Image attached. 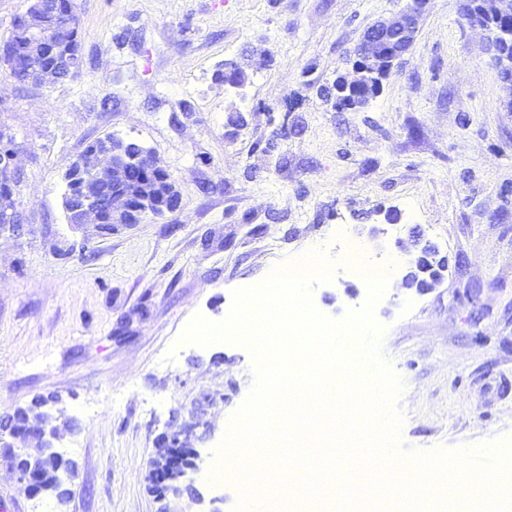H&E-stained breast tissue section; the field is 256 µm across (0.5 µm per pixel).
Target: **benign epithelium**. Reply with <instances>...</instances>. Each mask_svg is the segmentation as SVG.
Returning <instances> with one entry per match:
<instances>
[{
    "instance_id": "1",
    "label": "benign epithelium",
    "mask_w": 512,
    "mask_h": 512,
    "mask_svg": "<svg viewBox=\"0 0 512 512\" xmlns=\"http://www.w3.org/2000/svg\"><path fill=\"white\" fill-rule=\"evenodd\" d=\"M428 0H410L402 10L389 17L381 18L364 31L356 44V54L351 56V70L340 75L343 90L352 91L366 81L376 80L375 87L381 88L398 63L413 46L421 19L426 12ZM462 9L471 16L470 28L479 29L485 34L486 51L499 74L512 72V55L501 50V42L494 35L492 24L501 19L512 18V0H463ZM80 23L79 18L69 19L59 15L53 8V0H30L26 11L17 16L12 25V36L17 42L37 43L40 46L52 45L54 56V79L71 78L80 73L82 57L71 51L67 33ZM46 57L43 52L24 54L20 62L12 60L6 66L13 79L31 80L44 72ZM130 143L121 138H112V147L97 153L92 166L75 159L65 172L67 192L64 199L73 196L78 199L74 210H66L68 223L74 228L93 225L100 232H112L119 225L138 224L147 215L163 217L180 209L178 195L155 199L148 195L131 199L125 195H114L109 201L102 199L100 187L111 179L124 176L130 166H141L147 162L162 168L160 161L150 150L132 154L127 151ZM18 146L12 136L0 133V173L15 184L20 179V169L16 165ZM0 233L20 237L26 232V218L23 210L10 195L0 201ZM409 260L405 264V274L401 286L408 290L424 293L434 288L446 270L445 262L438 258L431 244L420 235L411 240V248L405 250ZM77 429L74 419L50 411H39L31 417L28 429L14 437L23 451L36 448L53 450L63 434ZM182 446L180 434L165 437L164 448L155 460L157 468L170 478L178 477V471L191 469L194 463L181 461L175 449Z\"/></svg>"
}]
</instances>
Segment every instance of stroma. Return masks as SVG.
Segmentation results:
<instances>
[{
  "label": "stroma",
  "mask_w": 512,
  "mask_h": 512,
  "mask_svg": "<svg viewBox=\"0 0 512 512\" xmlns=\"http://www.w3.org/2000/svg\"><path fill=\"white\" fill-rule=\"evenodd\" d=\"M404 4L76 0L78 78L21 85L0 66L28 225L0 238V417L56 395L78 423L62 442L75 463L67 507L30 497L0 456L7 512H233L234 486L207 472L249 394L251 353L176 340L194 316L223 321L233 291L270 268L328 248L339 224L368 261L397 263L374 315L405 384L399 446L512 447V112L481 34L460 0H430L365 109L317 93L364 29ZM228 60L248 74L244 96L216 78ZM112 135L153 151L181 208L86 238L62 210V174ZM415 231L448 260L424 294L399 286L398 245ZM330 257L312 301L339 319L367 287L343 253ZM181 427L200 496L161 502L149 474L162 434Z\"/></svg>",
  "instance_id": "35a3bbf8"
}]
</instances>
